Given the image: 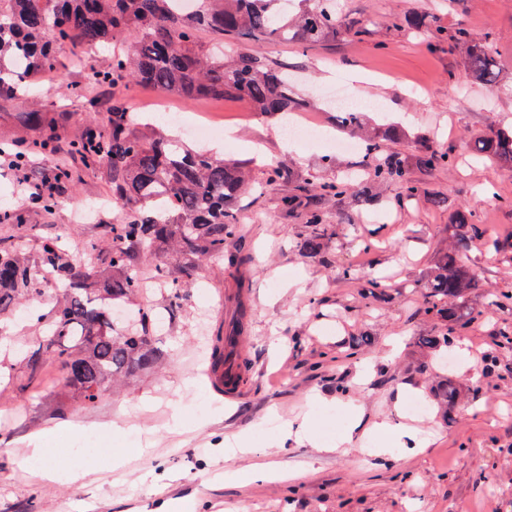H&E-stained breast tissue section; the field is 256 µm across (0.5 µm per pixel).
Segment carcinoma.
Here are the masks:
<instances>
[{"mask_svg": "<svg viewBox=\"0 0 512 512\" xmlns=\"http://www.w3.org/2000/svg\"><path fill=\"white\" fill-rule=\"evenodd\" d=\"M177 0H0V102L19 99L21 92L47 72L64 67L63 53L79 48L87 55L118 42L133 29L138 34L128 51L112 53L105 70L90 69L87 80L118 89L129 81L172 93L187 101L237 97L254 111L270 115L300 112L308 98L296 92L279 67L253 54H241L224 65V45L247 38L263 42L309 45L327 37L351 39L355 31L325 6V0L288 22V0H197L195 10L181 11ZM51 33L49 41L45 35ZM464 47L462 65L477 81H497L496 62L487 39L460 28L448 46ZM37 135L15 145L18 153L51 156L59 140L57 126L43 114L30 112ZM71 155L92 167L105 164L112 203L119 217L107 225L111 258L106 265L86 256L69 254L58 240L42 243L37 257L20 248L0 249V312L15 300L41 296L55 288L52 306L35 312L44 351L64 373L63 382L83 404L93 405L103 386L153 368L162 357L161 338L154 335L148 312L140 310L133 324L114 320L112 306L139 298L142 284H158L172 302L182 299L180 282L194 276L196 265L227 260L238 274L255 261L234 244L240 239L236 201L246 189L245 173L229 159L163 132L148 134L128 107L112 105L101 124L85 128L69 144ZM472 156L489 157L512 166V131L494 130L474 138ZM448 153L428 146L416 165L432 171L448 164ZM391 179L411 196L417 186L410 179L409 161L399 153L377 159L373 177L322 186L332 195L356 192L369 205L377 204L372 182ZM454 235L459 246L482 234L480 225L463 207L455 210ZM144 257L148 271L134 264ZM477 279L459 252L441 255L426 281V311L447 323L441 336H420L416 345L439 350L453 344L462 321L478 318L468 305ZM434 400L453 410L457 388L450 380L434 393Z\"/></svg>", "mask_w": 512, "mask_h": 512, "instance_id": "1", "label": "carcinoma"}]
</instances>
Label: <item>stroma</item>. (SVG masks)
<instances>
[{
	"label": "stroma",
	"instance_id": "1",
	"mask_svg": "<svg viewBox=\"0 0 512 512\" xmlns=\"http://www.w3.org/2000/svg\"><path fill=\"white\" fill-rule=\"evenodd\" d=\"M344 22L358 30L351 40L327 38L303 47L294 42L242 40L226 48L225 61L249 53L288 70L299 92H312L303 116L324 131L347 137L342 115L330 109L324 90L344 85L357 95L366 128L392 124L400 138L380 141L378 151L416 155L430 146L450 152L451 164L434 171L412 169L418 192L409 197L392 182H377L380 203L358 196L301 199L320 210L328 236L319 256L299 250L311 229L282 204L297 186L334 183L352 171L370 174L373 155L364 139L355 151L328 144L283 148L280 119L253 112L243 101L188 103L141 85L120 94L87 83L86 69L112 61L111 50L69 64L62 77L31 86L20 100L0 104V145L29 136L26 113L63 118L62 140L52 158L27 156L21 166L0 161V208L18 211L33 235L17 241L0 224V244H21L36 255L43 241L72 225L71 253L98 244V263H108L105 225L116 208L101 209L92 223L75 220L77 205L109 197L104 167L74 160L68 143L89 119H102L113 103L149 114L155 105L192 115L211 112L234 119L233 138L207 142V149L250 169L252 185L237 203L241 234L256 256L243 273L244 290L214 262L199 267L180 304L154 291L137 304L160 320L153 330L164 352L159 369L134 378L120 391L104 387L95 407L56 385L57 368L32 367L39 329L30 317L44 297L10 307L0 316V512H512V350L494 336L512 331V304L497 294L512 287V169L469 157L471 140L512 128V0H332ZM432 16L445 35L457 29L487 37L498 62L495 87L465 75L458 53L433 48L403 19ZM77 85L70 94L68 85ZM262 146L256 164L247 144ZM67 166L68 183L54 180ZM292 181L268 184L272 167ZM53 196L43 212L34 196ZM471 210L483 228L462 258L477 288L470 305L480 319L461 329L446 356L427 354L418 337L445 331L426 313L421 296L440 253L454 243L456 208ZM246 307L238 323V307ZM241 335L252 358L243 371L237 400L215 394L203 374L216 331ZM39 387H31V378ZM453 380L454 414L428 403L426 416L412 415V398L426 400ZM181 428H173L172 415ZM362 427L352 444L323 452L282 433L283 422L306 418L317 441H334L351 415ZM415 424L423 447L368 434L380 420ZM150 432L147 448L131 447L126 428ZM96 439L81 467L67 450L88 433ZM48 434L45 457L60 477L40 478L42 461L20 463L31 440ZM126 459L123 468L112 459ZM265 462L293 473L288 482L240 483L225 470Z\"/></svg>",
	"mask_w": 512,
	"mask_h": 512
}]
</instances>
